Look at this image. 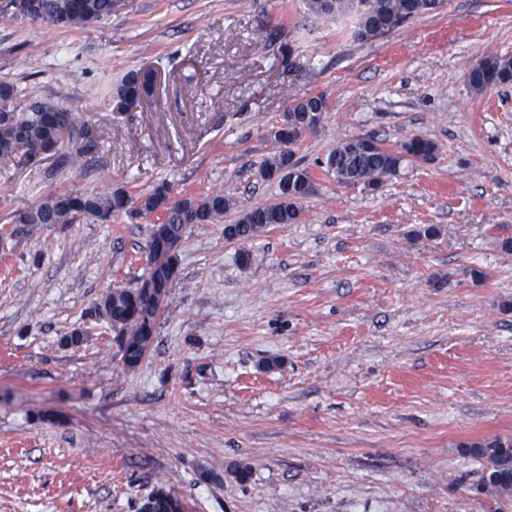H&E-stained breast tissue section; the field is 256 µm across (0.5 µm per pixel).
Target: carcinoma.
<instances>
[{
  "label": "carcinoma",
  "instance_id": "carcinoma-1",
  "mask_svg": "<svg viewBox=\"0 0 512 512\" xmlns=\"http://www.w3.org/2000/svg\"><path fill=\"white\" fill-rule=\"evenodd\" d=\"M117 0H11V8L0 9L9 20L40 22L62 28H81L112 17ZM306 0L309 14L317 20L332 19L357 11L353 35L367 41L393 31L408 20L431 13L443 0ZM470 88L482 94L512 83V56L492 53L481 57L465 73ZM150 74L129 72L112 91V111L126 114L135 110L142 98L152 92ZM325 99L314 96L292 103L271 132L279 150L261 164L259 174L277 183L279 200L253 207L233 224L224 226V236L246 242L266 228L295 224L300 219L302 201L314 191L309 168L290 161L292 151L286 133L302 135L319 126ZM71 144L69 159L75 167L89 170L100 163L99 143L83 116L75 109L44 99L25 100L24 90L13 81L0 82V157L17 168L36 165L38 154L53 157L63 142ZM438 150L436 143L420 136L411 137L394 148L375 143L366 146L361 138H346L328 154L324 167L346 185L376 188L395 177L409 160L428 162ZM229 200L221 192L202 199H172L170 184L163 181L149 192L135 197L123 188L108 193L65 191L50 194L14 215L13 234L25 235L38 224H71L79 216L109 221L122 213L136 216L159 213L160 222L151 229L146 277L155 287L113 288L95 305L94 316L112 329L113 343L120 360L129 368L139 365L155 340L156 325L170 288L177 278L179 254L158 248L157 234L183 241L193 225L215 224L224 217ZM472 456L481 460L479 488L499 494H512V438L496 436L470 445ZM137 512H181L179 501L163 489L140 499Z\"/></svg>",
  "mask_w": 512,
  "mask_h": 512
}]
</instances>
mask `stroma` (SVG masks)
<instances>
[{
    "label": "stroma",
    "instance_id": "1",
    "mask_svg": "<svg viewBox=\"0 0 512 512\" xmlns=\"http://www.w3.org/2000/svg\"><path fill=\"white\" fill-rule=\"evenodd\" d=\"M356 21L313 20L303 0H120L80 29L0 19V80L81 112L101 156L87 172L63 150L0 160V512H136L156 488L183 512H512L469 451L512 438V85L465 80L512 55V0H444L368 41ZM146 67L160 86L112 112ZM318 94L322 121L294 147L315 182L299 223L226 240L277 202L258 175L271 132ZM412 136L434 160L374 189L315 164L346 138ZM164 181L232 205L187 235L130 369L89 310L145 273L157 216L22 237L11 222L54 192ZM468 85L478 94L512 83V56L492 53L481 57L465 73ZM153 85L148 72L141 70L129 72L112 91L110 105L112 112L126 114L135 110L142 98L151 95L153 90L161 82V73H152Z\"/></svg>",
    "mask_w": 512,
    "mask_h": 512
}]
</instances>
